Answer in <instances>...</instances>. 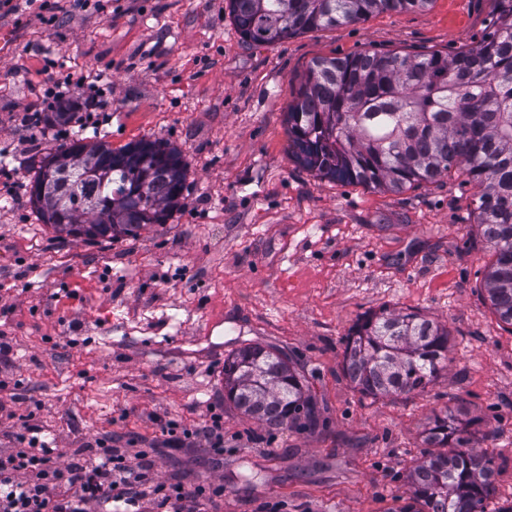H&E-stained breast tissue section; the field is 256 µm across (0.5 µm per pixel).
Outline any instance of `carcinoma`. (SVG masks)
I'll use <instances>...</instances> for the list:
<instances>
[{"label": "carcinoma", "instance_id": "carcinoma-1", "mask_svg": "<svg viewBox=\"0 0 512 512\" xmlns=\"http://www.w3.org/2000/svg\"><path fill=\"white\" fill-rule=\"evenodd\" d=\"M432 0H228L240 35L274 44L308 31L364 21ZM492 30L453 56L359 52L314 60L288 112L296 163L317 176L392 192L433 183L459 169L480 188L475 225L494 260L484 286L499 320L512 325V0H498ZM134 196L140 175L119 164L126 149L78 139L33 157L38 183L57 159L89 203L59 215L50 195L29 202L59 235L87 242L137 238L182 205L187 162L175 147ZM448 326L418 312L364 315L346 338L342 372L374 399L425 390L454 361ZM224 401L272 429L314 431L321 408L305 374L283 353L248 344L224 359ZM454 410L424 431L427 450L408 473L407 503L386 512H487L495 457Z\"/></svg>", "mask_w": 512, "mask_h": 512}]
</instances>
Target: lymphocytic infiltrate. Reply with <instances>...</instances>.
I'll list each match as a JSON object with an SVG mask.
<instances>
[{"label":"lymphocytic infiltrate","mask_w":512,"mask_h":512,"mask_svg":"<svg viewBox=\"0 0 512 512\" xmlns=\"http://www.w3.org/2000/svg\"><path fill=\"white\" fill-rule=\"evenodd\" d=\"M95 93L96 84L85 76L65 75L43 95V111L30 112L26 120L40 127L42 112L80 113L79 129H87L92 118L84 104L72 101L71 87ZM5 412L7 426L0 430L7 445L0 448V512H202L205 504L223 497V485H199L186 491L180 480L166 482L155 477L154 451L119 442L105 434L73 449L65 466L55 463L62 453L55 441L47 440L34 414ZM161 432L169 442L192 446L204 443L216 457L224 455V415L210 407L200 424L187 428L169 419Z\"/></svg>","instance_id":"obj_1"}]
</instances>
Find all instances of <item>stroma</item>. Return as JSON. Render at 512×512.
I'll list each match as a JSON object with an SVG mask.
<instances>
[{
	"label": "stroma",
	"instance_id": "obj_1",
	"mask_svg": "<svg viewBox=\"0 0 512 512\" xmlns=\"http://www.w3.org/2000/svg\"><path fill=\"white\" fill-rule=\"evenodd\" d=\"M495 0H432L275 44L243 40L225 0L77 4L42 26L0 18V154L13 172L0 207V286L11 314L18 413L62 448L103 433L152 442L162 419L201 422L224 400V359L251 343L306 373L323 414L312 433L272 430L225 407V462L161 449L159 480L223 484L205 512H386L405 496L425 425L446 407L483 434L497 487L512 491V328L482 288L491 256L473 227L478 188L451 171L399 193L331 182L288 154L287 113L312 61L365 50L455 54L481 41ZM103 74L98 126L119 150L141 140L189 164L168 223L110 243L59 239L28 203L29 158L63 144L22 116L47 87L44 56ZM418 311L446 322L455 357L425 391L372 399L340 371L366 313Z\"/></svg>",
	"mask_w": 512,
	"mask_h": 512
}]
</instances>
